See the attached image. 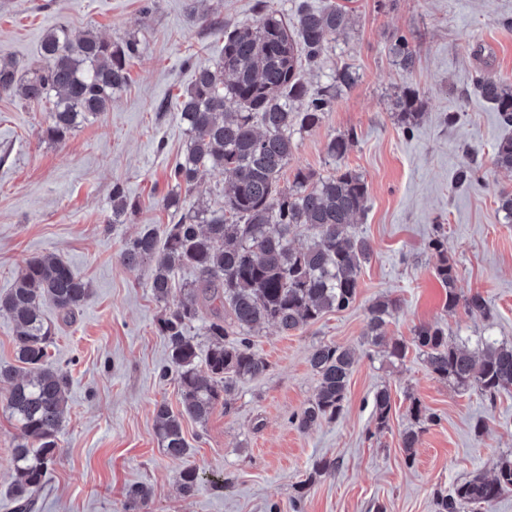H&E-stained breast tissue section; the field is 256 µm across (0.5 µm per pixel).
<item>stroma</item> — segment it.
Here are the masks:
<instances>
[{
	"instance_id": "35a3bbf8",
	"label": "stroma",
	"mask_w": 512,
	"mask_h": 512,
	"mask_svg": "<svg viewBox=\"0 0 512 512\" xmlns=\"http://www.w3.org/2000/svg\"><path fill=\"white\" fill-rule=\"evenodd\" d=\"M142 3L0 0V57L24 67L36 62L44 32L60 23L77 35L91 29L143 45L111 110L65 141L43 137L45 104L0 95V293L45 254L69 263L92 288L49 349L69 377V403L57 460L32 512H123L124 492L136 484L152 489L147 512H292L296 497L301 512H436L435 490L493 476L499 459L512 456V392L490 410L430 376L416 352L388 364L368 344L365 325L369 305L391 296L400 309L387 339H411L416 325L437 322L453 335L512 343V224L497 210L512 172L497 168L493 154L507 130L471 84L484 67L512 82V0H352V31L330 39L319 69L304 71L314 87L345 65L359 79L321 124L297 135L285 174L326 176L341 166L362 174L368 208L351 230L372 252L349 308L288 336L263 326L254 341L269 372L240 384L230 407L216 408L206 423L185 420L192 460L207 478L191 496L179 492L183 463L165 453L155 426L157 402L176 409L181 401L175 375L159 376L168 360L156 327L161 306L148 267H125L119 256L140 231L164 235L178 213L221 201L230 177L210 171L182 194L179 210L163 203L186 143L179 96L195 65L218 62L224 42L215 24H253L258 0H156L149 12ZM401 34L417 54L410 70L391 51ZM408 88L419 92L425 116L406 133L394 102ZM451 112L458 115L452 125L445 120ZM349 130L355 143L341 160L331 159L328 141ZM469 164L483 180L455 188L458 170ZM116 181L140 205L133 222L112 221ZM438 233L457 268L458 292H481L490 318L445 311L438 258L428 247ZM323 343L351 349L357 363L341 417L302 431L292 416L316 392L308 358ZM382 388L391 393L392 411L388 429L376 435L372 399ZM415 400L439 421L422 433L410 460L400 436L415 425L408 411ZM480 418L486 429L478 436L473 424ZM18 440L0 407V512H15L9 490ZM319 462L328 470L316 471Z\"/></svg>"
}]
</instances>
